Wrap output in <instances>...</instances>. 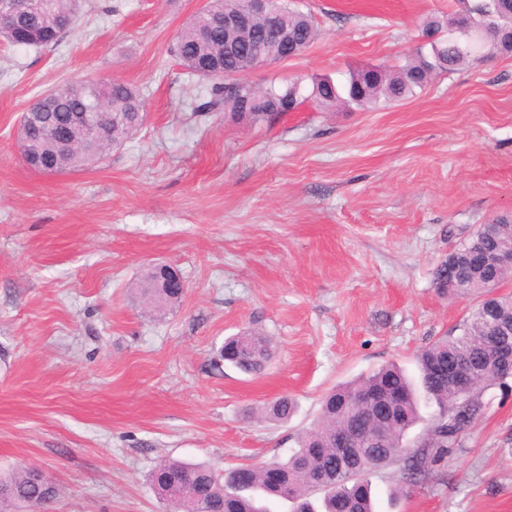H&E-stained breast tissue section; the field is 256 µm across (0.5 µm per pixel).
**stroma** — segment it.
Returning <instances> with one entry per match:
<instances>
[{
	"instance_id": "35a3bbf8",
	"label": "stroma",
	"mask_w": 512,
	"mask_h": 512,
	"mask_svg": "<svg viewBox=\"0 0 512 512\" xmlns=\"http://www.w3.org/2000/svg\"><path fill=\"white\" fill-rule=\"evenodd\" d=\"M207 0H83L52 49L0 44V471L35 465L51 512H163L147 476L171 457L218 467L288 456L333 387L454 336L480 303L434 271L512 214V56L437 75L391 106L291 112L251 127L195 114L170 46ZM319 36L253 83L404 63L454 0H297ZM138 89L144 125L98 163L46 175L16 131L43 90ZM153 264L186 284L156 319L135 287ZM268 336L259 376L216 366L227 337ZM285 424L255 419L276 398ZM440 481L377 512H512V387L482 393ZM296 405L288 396H283L265 407L264 415L269 421L285 422L295 413Z\"/></svg>"
}]
</instances>
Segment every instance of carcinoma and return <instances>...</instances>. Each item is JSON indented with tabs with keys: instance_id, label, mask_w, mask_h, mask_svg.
Returning <instances> with one entry per match:
<instances>
[{
	"instance_id": "carcinoma-1",
	"label": "carcinoma",
	"mask_w": 512,
	"mask_h": 512,
	"mask_svg": "<svg viewBox=\"0 0 512 512\" xmlns=\"http://www.w3.org/2000/svg\"><path fill=\"white\" fill-rule=\"evenodd\" d=\"M465 4L463 25L460 15L435 17L426 23L424 35L448 28L444 38L430 42L429 52L419 47L415 53L393 69L369 66L349 72L342 80L314 77L311 84L301 81L277 83L273 80L254 92L251 111L244 112L241 99L224 93L221 74L235 70L248 48L228 49L224 32H216L204 40L199 30L217 20L228 7L243 8L246 0H210L202 12L177 33L172 52L188 77L211 80L209 106L215 112L237 123L251 126L268 124L265 116L279 104L295 111L307 103L321 112L366 110L377 104H392L410 98L422 90L433 76L451 72L469 64L481 63L497 54H511L512 45L501 41L496 33L512 30V16H499L495 0H460ZM288 37L307 50L318 37V27L311 14L297 8H287ZM79 19V5L72 0H42V7L24 19L19 31L4 39L16 47L48 48L57 45L63 35ZM53 109L44 122L26 123L17 130V141L25 164L32 165L29 156L39 157L37 166H53L58 171L81 168L89 164L82 152L80 132L71 128L72 113L82 107L109 115L119 112L122 120L109 124L103 120L102 136L96 157L121 144L143 125L144 104L141 95L127 84L112 82L93 89L84 82L63 83L52 89ZM66 134L77 141L76 152L69 158L54 156L50 146L39 153L35 147L51 137ZM158 273L148 268L138 288L139 301L151 315L161 318L181 302V297L165 294L155 287ZM465 285L464 292L481 290L485 273L465 267L451 259L436 267L434 281L448 279ZM483 319L474 309L464 322L461 332L451 338H440L417 356L418 377L411 378L403 369L391 364L371 374L348 382L330 392L324 399L319 418L312 429L302 435L298 448L285 458L275 457L252 466V483L236 486L230 478L233 468L207 464H191L182 460H160L148 474V482L159 501L169 512H271L270 505L288 498L295 512H374L371 477L382 469H390L395 477V495L405 496L411 487L429 482L457 450L459 437L481 411V393L488 387L502 385L493 375L483 377L478 387L466 394L441 384L436 377L439 366L459 358L478 364L482 360L481 340ZM272 352L269 337L255 331H244L224 342L218 360L246 375L262 373ZM371 389L376 393H406L396 415V426L383 443L365 448L350 460L336 457V434L347 417H357L354 401L358 394ZM438 407L435 417L442 423H429L426 435L414 442L407 433L423 421L421 403ZM296 411L294 401L283 396L265 407L269 421L285 422ZM60 496L55 483L39 482L33 467L19 466L0 476V512H46Z\"/></svg>"
}]
</instances>
